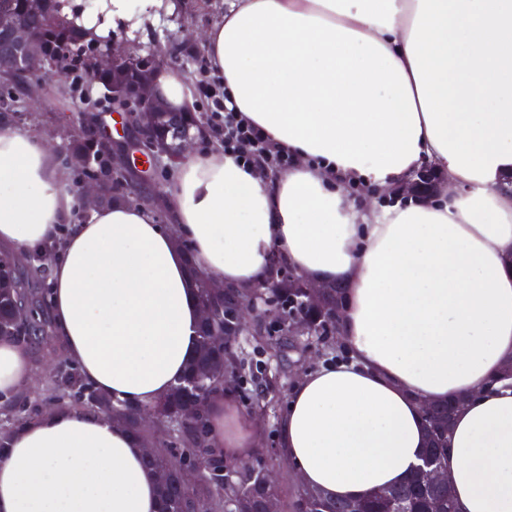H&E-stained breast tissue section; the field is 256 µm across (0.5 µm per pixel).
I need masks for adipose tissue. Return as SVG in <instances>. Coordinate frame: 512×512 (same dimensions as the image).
<instances>
[{"label": "adipose tissue", "mask_w": 512, "mask_h": 512, "mask_svg": "<svg viewBox=\"0 0 512 512\" xmlns=\"http://www.w3.org/2000/svg\"><path fill=\"white\" fill-rule=\"evenodd\" d=\"M163 0H97L105 39ZM235 112L287 151L264 175L213 147L165 190L175 222L121 201L76 218L40 138L0 124V250L48 257L67 360L113 401L152 408L198 344L188 269L257 285L279 262L344 290L347 360L305 373L278 424L304 486L358 498L407 480L427 442L420 402L461 399L448 447L458 512H512V0H227L202 36ZM426 164L445 187L377 210ZM33 381L0 337V399ZM230 456L253 425L208 402ZM141 442L58 407L0 437V512H158Z\"/></svg>", "instance_id": "1"}]
</instances>
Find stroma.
I'll list each match as a JSON object with an SVG mask.
<instances>
[{
    "instance_id": "obj_1",
    "label": "stroma",
    "mask_w": 512,
    "mask_h": 512,
    "mask_svg": "<svg viewBox=\"0 0 512 512\" xmlns=\"http://www.w3.org/2000/svg\"><path fill=\"white\" fill-rule=\"evenodd\" d=\"M225 0H163L159 16L138 30L114 34L115 46L136 51L149 61L157 62L159 71L183 73L190 84H197L202 75L193 64L202 57L199 43L188 34L205 28L224 14ZM0 95L17 100L14 111L0 110V124L40 137L52 150L57 165L70 176L72 189H80L90 171L111 166V159L90 161L88 167L74 163L72 130L77 123L74 103L87 96L92 104V117L97 131L107 130L111 120H119L118 141L128 144L137 138L136 129L122 125L126 111L112 104L103 89L94 82L78 83L76 77L59 79L51 68L32 72L23 80L4 86ZM172 175L165 161L152 165L147 177H132L131 188L154 210L156 223H172L170 211L162 203V195ZM35 357V377L28 392L9 405L0 406V423L20 418H35L46 412V396L57 389L59 379L55 367L58 356L41 341L29 343ZM238 354L251 358L259 369L257 378H243L232 397L239 409L248 415L255 430L253 444L246 449L245 461L261 463L272 469L280 484L288 489L300 485L293 466L279 448L278 422L287 405V398L305 372L325 363L345 359L346 353L335 336L326 337L322 352L308 349L304 338L268 333L266 323L248 318L237 343Z\"/></svg>"
}]
</instances>
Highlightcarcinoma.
<instances>
[{
  "instance_id": "1",
  "label": "carcinoma",
  "mask_w": 512,
  "mask_h": 512,
  "mask_svg": "<svg viewBox=\"0 0 512 512\" xmlns=\"http://www.w3.org/2000/svg\"><path fill=\"white\" fill-rule=\"evenodd\" d=\"M40 48L43 57L70 66L79 65L84 57L95 51L83 29L64 18L50 16L40 23ZM153 136L158 140L172 137L169 119L164 112L149 115ZM38 284L16 276L11 257L0 254V336L21 338L17 312L21 307L32 311L34 321L28 331L47 332L43 311L37 306L39 292L46 283V267L34 269ZM191 287L198 305L212 307L216 311L213 326L224 325V299L212 294L206 279L194 267H189ZM278 287L272 289L281 304L294 311L291 294L288 293V273L275 272ZM342 288L332 284L327 288L323 308L306 313L307 335L325 336L331 330L329 312L341 303ZM208 328L198 331V348L188 364L185 375L173 386L168 395L157 404L156 410L167 421L177 417L178 409L187 405L194 396L202 400L218 395L224 381H236L244 370V361H227L226 368L212 371L222 362V357L209 350L206 342ZM51 403L68 402L75 409L112 408V418L142 437L135 410L114 406L105 395L84 384L64 364L62 384L48 397ZM174 433L154 454L145 458L144 464L153 475L160 503V512H263V503L269 496L282 500L287 512H456L451 485L434 487L427 475L415 469L411 477L398 485L373 490L359 501L352 499L332 500L317 490L302 488L287 497L278 485H269L263 477V469L249 463L230 459L219 448L207 444L206 422L198 425H173ZM429 443L424 457L442 465L448 457V428L437 430L427 427ZM202 458L206 463L202 477L193 486L180 483L178 472L183 461Z\"/></svg>"
}]
</instances>
